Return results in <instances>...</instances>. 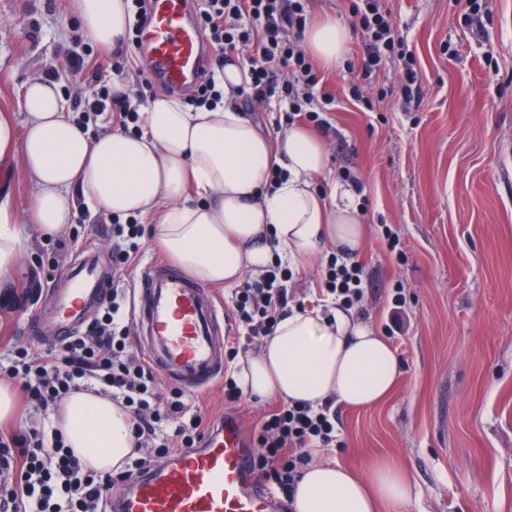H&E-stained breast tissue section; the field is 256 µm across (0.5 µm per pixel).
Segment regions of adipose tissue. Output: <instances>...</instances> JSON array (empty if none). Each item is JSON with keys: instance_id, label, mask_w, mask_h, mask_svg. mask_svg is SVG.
I'll use <instances>...</instances> for the list:
<instances>
[{"instance_id": "ef3b65f1", "label": "adipose tissue", "mask_w": 512, "mask_h": 512, "mask_svg": "<svg viewBox=\"0 0 512 512\" xmlns=\"http://www.w3.org/2000/svg\"><path fill=\"white\" fill-rule=\"evenodd\" d=\"M83 32L112 49L126 39V0H72ZM350 31L326 17L307 28V50L326 66L347 50ZM239 65L224 68V98L215 110L190 111L160 95L139 114L140 128L94 135L67 116L55 81L26 84L22 127L0 119V158L21 145L36 185L29 221L41 235L63 233L79 206L112 219H151L158 245L199 282L237 287L275 257L305 258L331 245L360 250L367 227L360 202L336 182L325 142L305 126L270 141L244 117L234 88ZM199 201H190L189 190ZM19 216L0 197V278L23 255ZM399 359L392 346L353 311H296L284 317L259 354L241 363L240 386L256 396L345 406L385 403L394 393ZM67 445L88 467L115 468L133 447L128 419L108 399L75 392L60 408ZM298 480L295 512H399L412 484L389 462L363 479L313 449Z\"/></svg>"}]
</instances>
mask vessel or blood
Here are the masks:
<instances>
[{
  "instance_id": "b4317fda",
  "label": "vessel or blood",
  "mask_w": 512,
  "mask_h": 512,
  "mask_svg": "<svg viewBox=\"0 0 512 512\" xmlns=\"http://www.w3.org/2000/svg\"><path fill=\"white\" fill-rule=\"evenodd\" d=\"M186 0H152L142 36L146 67L176 89L190 87L202 72V32L185 22ZM112 283L99 258L71 263L66 287L52 292L46 312L25 325L28 337L65 343L86 314L106 304ZM138 343L167 380L189 392L210 387L224 372V311L210 291L177 266L152 262L134 288ZM254 448L233 421L178 460L150 468L128 490L110 494L109 512H281L283 505L257 482Z\"/></svg>"
}]
</instances>
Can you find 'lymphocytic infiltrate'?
Here are the masks:
<instances>
[{
	"mask_svg": "<svg viewBox=\"0 0 512 512\" xmlns=\"http://www.w3.org/2000/svg\"><path fill=\"white\" fill-rule=\"evenodd\" d=\"M312 0H200L199 24L215 54L205 68L193 101L202 107L221 99L217 73L239 60L248 78L245 100L277 105L288 122H302L321 135L333 131L336 97L327 91L318 67L303 46ZM353 27L360 32V66L349 82L353 101L373 111L388 89L368 95L372 79L391 60L403 63L397 89L411 96L418 87L415 60L399 34L385 0H350ZM289 267L275 264L246 275L229 301L239 333L228 339L231 352L242 343L273 335L288 315ZM369 282L361 262L330 258L321 292L344 308L361 307ZM130 300L113 288L102 315L83 335L43 348L15 346L0 364V381L20 391L19 410L27 423L0 431V512H105L107 494L126 489L160 460H172L198 446L213 421L190 393L161 388L156 370L129 345ZM86 391L107 398L127 415L134 448L118 469L83 465L66 445L55 418L70 394ZM340 419L333 401L312 405L281 402L251 430L254 469L262 482L293 499L295 486L315 448H340Z\"/></svg>",
	"mask_w": 512,
	"mask_h": 512,
	"instance_id": "obj_1",
	"label": "lymphocytic infiltrate"
}]
</instances>
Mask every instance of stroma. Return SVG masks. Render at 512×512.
Wrapping results in <instances>:
<instances>
[{
  "label": "stroma",
  "mask_w": 512,
  "mask_h": 512,
  "mask_svg": "<svg viewBox=\"0 0 512 512\" xmlns=\"http://www.w3.org/2000/svg\"><path fill=\"white\" fill-rule=\"evenodd\" d=\"M68 0H0V116L22 124L20 94L53 78L71 117L101 90L80 69L96 59L124 69L132 99L163 93L145 83L135 43L107 52L80 29ZM415 53L420 96L393 94L377 111L346 100L349 68L361 38L330 69L340 97L328 136L333 176L363 185L369 235L356 258L371 287L363 317L387 337L400 363L391 399L369 408L339 407L343 447L329 459L365 476L392 461L411 479L403 512H512V0H486L480 22L465 26L461 0H387ZM0 185L20 212L24 254L0 281V337L25 345L39 289L60 284L79 252L112 255L110 217L80 212L58 248L27 219L36 192L21 153L0 167ZM399 243L384 244L386 232ZM328 250L297 261L295 303L321 304V263ZM406 304L390 332L392 296ZM211 416L259 422L276 398H224L223 383L201 393Z\"/></svg>",
  "instance_id": "stroma-1"
}]
</instances>
